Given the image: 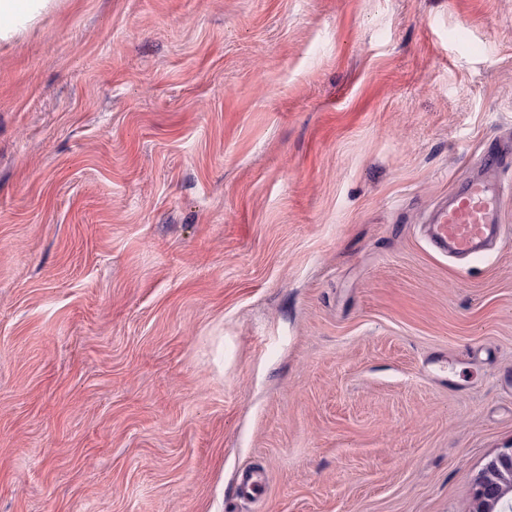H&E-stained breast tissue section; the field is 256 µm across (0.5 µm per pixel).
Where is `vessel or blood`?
I'll return each mask as SVG.
<instances>
[{
    "label": "vessel or blood",
    "instance_id": "1",
    "mask_svg": "<svg viewBox=\"0 0 512 512\" xmlns=\"http://www.w3.org/2000/svg\"><path fill=\"white\" fill-rule=\"evenodd\" d=\"M501 151L485 153L483 176L470 177L451 194L428 227V238L442 253L470 258L496 242L501 230L504 188L500 172L511 163Z\"/></svg>",
    "mask_w": 512,
    "mask_h": 512
}]
</instances>
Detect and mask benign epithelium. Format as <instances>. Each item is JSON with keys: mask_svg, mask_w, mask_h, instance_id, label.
<instances>
[{"mask_svg": "<svg viewBox=\"0 0 512 512\" xmlns=\"http://www.w3.org/2000/svg\"><path fill=\"white\" fill-rule=\"evenodd\" d=\"M469 512H512V446L490 460L474 478Z\"/></svg>", "mask_w": 512, "mask_h": 512, "instance_id": "1", "label": "benign epithelium"}]
</instances>
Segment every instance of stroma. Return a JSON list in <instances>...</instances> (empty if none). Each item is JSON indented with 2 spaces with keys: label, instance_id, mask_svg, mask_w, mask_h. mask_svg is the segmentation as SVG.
I'll list each match as a JSON object with an SVG mask.
<instances>
[{
  "label": "stroma",
  "instance_id": "obj_1",
  "mask_svg": "<svg viewBox=\"0 0 512 512\" xmlns=\"http://www.w3.org/2000/svg\"><path fill=\"white\" fill-rule=\"evenodd\" d=\"M509 141L512 0H52L0 40V512H469L512 198L426 226ZM481 163L485 174L462 181L428 227L431 243L449 257H474L499 238L504 200L499 174L509 162L498 149L486 152Z\"/></svg>",
  "mask_w": 512,
  "mask_h": 512
}]
</instances>
